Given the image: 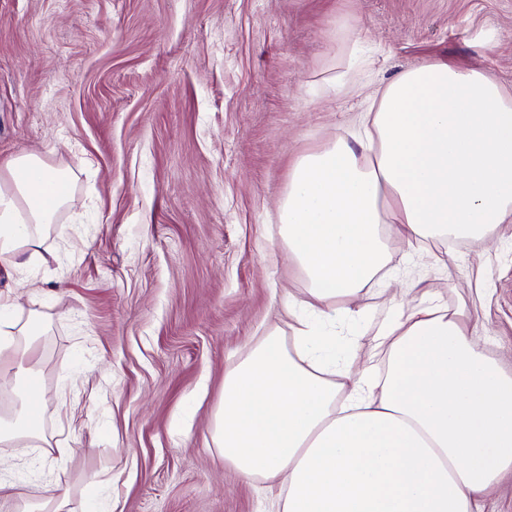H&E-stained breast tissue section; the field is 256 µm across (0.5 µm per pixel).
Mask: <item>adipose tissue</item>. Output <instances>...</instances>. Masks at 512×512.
<instances>
[{
  "instance_id": "1",
  "label": "adipose tissue",
  "mask_w": 512,
  "mask_h": 512,
  "mask_svg": "<svg viewBox=\"0 0 512 512\" xmlns=\"http://www.w3.org/2000/svg\"><path fill=\"white\" fill-rule=\"evenodd\" d=\"M70 180L35 153L7 164L0 266L39 255ZM56 184L62 192L48 194ZM277 216L310 296L343 306L302 322L294 348L268 332L225 373L213 429L225 464L279 480V512H482L512 472V375L426 292L396 305L370 343L350 339L351 353L385 354V373L341 363L336 322L362 321L358 296L388 261L385 227L410 243L483 239L512 222V98L485 71L445 61L400 73L374 92L359 134L297 160ZM37 319L0 302V367L20 387L1 445L38 437Z\"/></svg>"
}]
</instances>
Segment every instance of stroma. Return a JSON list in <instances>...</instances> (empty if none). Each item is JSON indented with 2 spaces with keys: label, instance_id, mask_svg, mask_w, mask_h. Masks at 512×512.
Segmentation results:
<instances>
[{
  "label": "stroma",
  "instance_id": "1",
  "mask_svg": "<svg viewBox=\"0 0 512 512\" xmlns=\"http://www.w3.org/2000/svg\"><path fill=\"white\" fill-rule=\"evenodd\" d=\"M435 60L512 92V0H0V170L34 152L73 178L45 262L0 270L40 313L47 400L0 512L52 486L62 512H276L211 433L225 372L305 314L278 205L375 86ZM384 242L386 278L438 294L511 374L512 223Z\"/></svg>",
  "mask_w": 512,
  "mask_h": 512
}]
</instances>
